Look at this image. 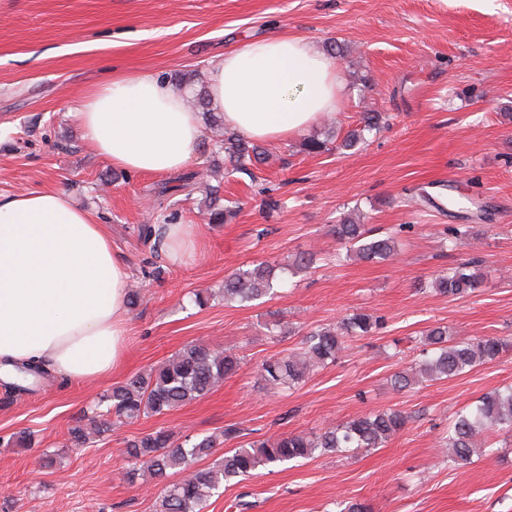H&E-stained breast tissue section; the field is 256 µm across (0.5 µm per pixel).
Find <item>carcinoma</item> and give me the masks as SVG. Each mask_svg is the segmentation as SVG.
Instances as JSON below:
<instances>
[{
	"mask_svg": "<svg viewBox=\"0 0 512 512\" xmlns=\"http://www.w3.org/2000/svg\"><path fill=\"white\" fill-rule=\"evenodd\" d=\"M385 123L381 113L365 112L360 127L347 131L342 137L336 133L325 139L308 138L303 142V150L319 154L334 143L336 149L349 151L364 142V132ZM210 127L221 132L225 171L246 170L265 161V150L246 136L224 127V118L213 119ZM165 222L166 217L162 215L159 223L142 225L143 241L159 247L164 238ZM331 232L340 245L361 261L382 263L398 252L396 235L376 232L352 217L333 225ZM272 279L273 269L263 263L250 270L234 272L224 280V302L246 303L269 295L273 290ZM482 281L479 262L468 260L433 276L429 288L444 297L463 298L480 288ZM383 325L384 319L380 316L355 312L311 330L297 352L263 365L264 379L274 388L291 390L304 382L311 372L335 362L348 341L374 334ZM422 344L416 365L418 374L430 380L465 374L496 360L507 348L506 342L494 336L453 337L443 325L426 330ZM239 368L240 358L236 355L190 342L159 367L112 387L111 392L101 396L99 404L106 405L107 413L131 421L162 414L206 396ZM407 421L408 415L398 409L370 412L311 436L286 434L271 442H249L225 452L218 463L204 468H195L193 463L214 453L215 437L204 436L180 444L174 442L168 432L156 430L127 443L126 454L132 462L127 480L133 485L152 483L159 487L157 512H204L209 499L222 486L239 483L260 468L271 470L291 460L309 459L326 452L381 448L400 433ZM111 427V421L95 412L88 423L69 430V439L86 445ZM488 431L512 435V386L487 392L453 413L445 437L448 462L456 466L472 463L473 457L480 455L478 438ZM176 473L181 477L169 480Z\"/></svg>",
	"mask_w": 512,
	"mask_h": 512,
	"instance_id": "obj_1",
	"label": "carcinoma"
}]
</instances>
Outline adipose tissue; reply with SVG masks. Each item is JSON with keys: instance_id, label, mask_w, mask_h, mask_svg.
Listing matches in <instances>:
<instances>
[{"instance_id": "obj_1", "label": "adipose tissue", "mask_w": 512, "mask_h": 512, "mask_svg": "<svg viewBox=\"0 0 512 512\" xmlns=\"http://www.w3.org/2000/svg\"><path fill=\"white\" fill-rule=\"evenodd\" d=\"M212 110L247 137L280 141L334 112L336 68L307 39L252 40L212 61ZM178 90L143 72L89 87L80 135L113 166L176 174L204 137ZM128 273L92 213L59 189L0 198V378L38 364L92 383L124 359Z\"/></svg>"}]
</instances>
